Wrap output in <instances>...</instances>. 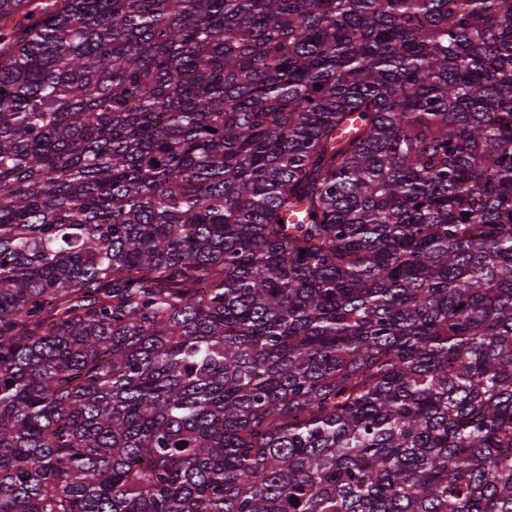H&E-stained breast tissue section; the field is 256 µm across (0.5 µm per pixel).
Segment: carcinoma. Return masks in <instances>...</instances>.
Instances as JSON below:
<instances>
[{
  "label": "carcinoma",
  "mask_w": 512,
  "mask_h": 512,
  "mask_svg": "<svg viewBox=\"0 0 512 512\" xmlns=\"http://www.w3.org/2000/svg\"><path fill=\"white\" fill-rule=\"evenodd\" d=\"M0 512H512V0H0Z\"/></svg>",
  "instance_id": "cac0c4a2"
}]
</instances>
